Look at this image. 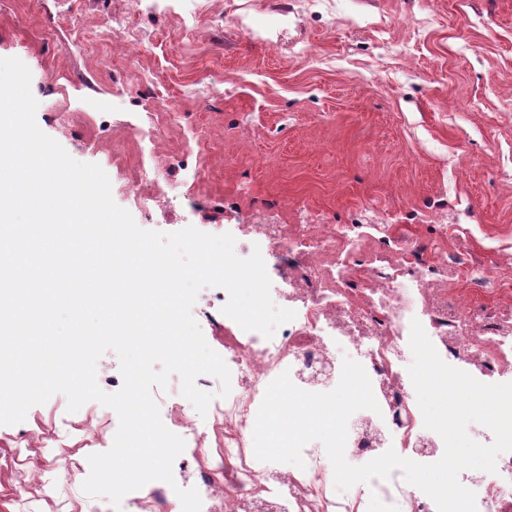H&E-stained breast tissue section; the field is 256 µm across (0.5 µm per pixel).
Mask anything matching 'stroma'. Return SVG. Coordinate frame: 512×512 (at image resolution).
<instances>
[{"mask_svg":"<svg viewBox=\"0 0 512 512\" xmlns=\"http://www.w3.org/2000/svg\"><path fill=\"white\" fill-rule=\"evenodd\" d=\"M0 0V58L31 72L38 127L99 165L145 230L252 223L265 201L325 224H383L435 250L512 255V0H221L185 46L163 13L141 28L183 126L207 132L205 187L168 207L127 187L150 147L123 129L140 101L128 67L73 45L112 28V0ZM249 14L252 33L235 22ZM113 409L64 394L0 426V512H115L82 484L112 446Z\"/></svg>","mask_w":512,"mask_h":512,"instance_id":"obj_1","label":"stroma"}]
</instances>
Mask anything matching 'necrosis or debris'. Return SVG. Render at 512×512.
<instances>
[{"mask_svg": "<svg viewBox=\"0 0 512 512\" xmlns=\"http://www.w3.org/2000/svg\"><path fill=\"white\" fill-rule=\"evenodd\" d=\"M200 8L199 0H114L113 56L133 64L144 52L141 13L174 17L184 39ZM141 107L128 127L132 138L156 145L164 133L176 132L184 157L202 158L201 135L183 129L169 99L155 94ZM234 230L236 254L260 251L266 270L278 278L279 307L295 317L269 339L225 319L220 343L231 391L211 401L209 423L177 393L159 395L185 441L184 456L202 464L195 483L201 512H437L434 501L398 470L339 492L321 446L303 448L301 468L258 460L256 415L267 386L285 371L305 391L333 390L342 369L337 349L344 346L367 372L379 405L349 421L346 455L371 460L392 449L407 459L437 462L444 442L425 427L405 365L411 322L420 321L447 364L483 383L512 382V281L465 245L451 254L419 243L401 246L369 232L308 223L298 208ZM466 275L472 287H461ZM486 283L495 299L477 304L474 288ZM459 477L463 486H478L477 512H512V452L499 455L495 472L466 469Z\"/></svg>", "mask_w": 512, "mask_h": 512, "instance_id": "1", "label": "necrosis or debris"}]
</instances>
